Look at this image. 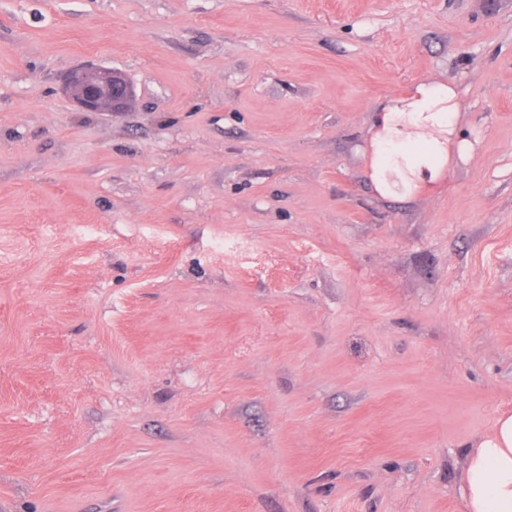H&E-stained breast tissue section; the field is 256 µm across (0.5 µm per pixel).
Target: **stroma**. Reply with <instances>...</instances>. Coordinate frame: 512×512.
I'll return each mask as SVG.
<instances>
[{"label":"stroma","instance_id":"35a3bbf8","mask_svg":"<svg viewBox=\"0 0 512 512\" xmlns=\"http://www.w3.org/2000/svg\"><path fill=\"white\" fill-rule=\"evenodd\" d=\"M419 82L472 148L385 199ZM503 413L512 0H0V512H465ZM64 92L84 112H125L134 98L126 75L106 67L74 70L65 80Z\"/></svg>","mask_w":512,"mask_h":512}]
</instances>
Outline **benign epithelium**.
I'll list each match as a JSON object with an SVG mask.
<instances>
[{
    "label": "benign epithelium",
    "mask_w": 512,
    "mask_h": 512,
    "mask_svg": "<svg viewBox=\"0 0 512 512\" xmlns=\"http://www.w3.org/2000/svg\"><path fill=\"white\" fill-rule=\"evenodd\" d=\"M64 92L84 112H124L134 98L126 75L106 67L74 70L65 80Z\"/></svg>",
    "instance_id": "benign-epithelium-1"
}]
</instances>
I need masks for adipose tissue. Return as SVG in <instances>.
<instances>
[{"mask_svg":"<svg viewBox=\"0 0 512 512\" xmlns=\"http://www.w3.org/2000/svg\"><path fill=\"white\" fill-rule=\"evenodd\" d=\"M458 95L440 83H421L373 115L366 174L384 198H411L438 182L453 152ZM465 512H512V415L497 418L491 435L470 448L461 477Z\"/></svg>","mask_w":512,"mask_h":512,"instance_id":"ef3b65f1","label":"adipose tissue"}]
</instances>
